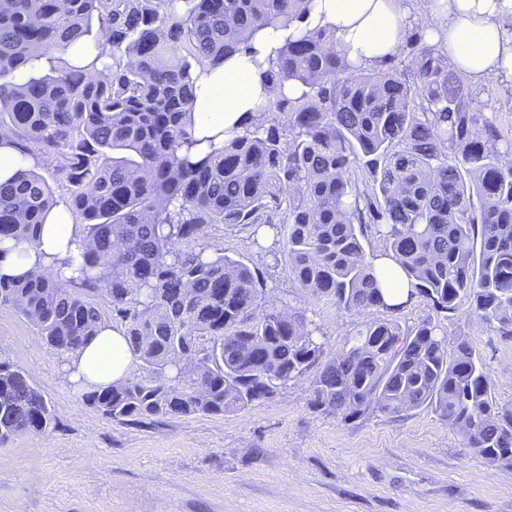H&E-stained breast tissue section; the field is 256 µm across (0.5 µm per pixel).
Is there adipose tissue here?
<instances>
[{
    "instance_id": "ef3b65f1",
    "label": "adipose tissue",
    "mask_w": 512,
    "mask_h": 512,
    "mask_svg": "<svg viewBox=\"0 0 512 512\" xmlns=\"http://www.w3.org/2000/svg\"><path fill=\"white\" fill-rule=\"evenodd\" d=\"M407 17L401 0H314L308 23L313 28L335 25L348 58L373 67L400 54ZM422 17L426 39L443 42L454 69L470 82L512 75V0H435ZM285 38L282 31H261L249 50L229 57L201 80L192 113L197 137L220 147L227 132L257 121L258 105L270 97L258 64L274 56ZM84 245L82 225L66 204H58L36 243L0 241V276L58 275L64 261L79 256ZM66 359L69 379L80 391L126 381L138 364L123 329L106 322L97 336Z\"/></svg>"
}]
</instances>
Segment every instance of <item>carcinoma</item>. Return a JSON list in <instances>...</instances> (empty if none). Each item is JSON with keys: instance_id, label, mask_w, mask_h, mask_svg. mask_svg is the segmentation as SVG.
Here are the masks:
<instances>
[{"instance_id": "cac0c4a2", "label": "carcinoma", "mask_w": 512, "mask_h": 512, "mask_svg": "<svg viewBox=\"0 0 512 512\" xmlns=\"http://www.w3.org/2000/svg\"><path fill=\"white\" fill-rule=\"evenodd\" d=\"M174 3L0 0V128L24 155L65 160L86 234L79 275L0 278V301L61 354L104 321L124 328L141 372L82 394L122 424L242 411L311 372L320 413L430 410L474 456L512 470V404L441 325L465 305L512 341V135L419 22L402 54L364 67L333 26L301 28L313 0ZM268 27L291 34L268 61L259 121L192 160L206 142L191 122L196 79ZM75 44L109 72L71 62ZM56 204L34 169L0 184V240L36 242ZM214 224L271 233L301 293L367 316L364 328L325 358L308 309L267 297L256 270L203 243ZM373 239L429 307L421 322L378 316ZM54 421L26 372L0 360V444Z\"/></svg>"}]
</instances>
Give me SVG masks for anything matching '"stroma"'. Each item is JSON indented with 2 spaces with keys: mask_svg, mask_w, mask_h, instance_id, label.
<instances>
[{
  "mask_svg": "<svg viewBox=\"0 0 512 512\" xmlns=\"http://www.w3.org/2000/svg\"><path fill=\"white\" fill-rule=\"evenodd\" d=\"M208 241L255 268L270 298L301 303L273 239L218 224ZM311 309L331 357L364 324L325 302ZM446 327L465 334L512 404V342L463 310ZM0 358L56 416L48 431L0 445V512H512V471L470 454L428 410L346 422L309 407L304 378L244 411L120 424L82 401L64 356L4 302Z\"/></svg>",
  "mask_w": 512,
  "mask_h": 512,
  "instance_id": "obj_1",
  "label": "stroma"
}]
</instances>
